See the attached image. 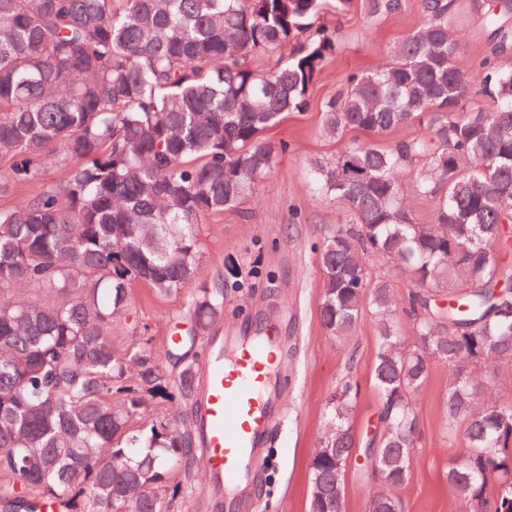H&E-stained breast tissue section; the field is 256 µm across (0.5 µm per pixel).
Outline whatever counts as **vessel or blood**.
<instances>
[{"label": "vessel or blood", "mask_w": 512, "mask_h": 512, "mask_svg": "<svg viewBox=\"0 0 512 512\" xmlns=\"http://www.w3.org/2000/svg\"><path fill=\"white\" fill-rule=\"evenodd\" d=\"M277 344V337L264 335L231 344L217 336L210 344L197 436L226 512H232L233 493L277 423L269 401Z\"/></svg>", "instance_id": "b4317fda"}]
</instances>
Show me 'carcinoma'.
Returning a JSON list of instances; mask_svg holds the SVG:
<instances>
[{
    "label": "carcinoma",
    "instance_id": "carcinoma-1",
    "mask_svg": "<svg viewBox=\"0 0 512 512\" xmlns=\"http://www.w3.org/2000/svg\"><path fill=\"white\" fill-rule=\"evenodd\" d=\"M353 0H0V501L31 509L51 495L66 512H169V474L191 469L199 367L192 350L224 319V289L194 288L191 326L166 352L112 337L129 289L158 297L199 280L196 226L237 210L275 168L263 134L307 104L335 49L318 24ZM401 0H365L371 19ZM485 18L488 54L470 87L453 65L457 0H423L425 20L395 62L353 72L322 110L324 132L354 142L310 168L349 219L321 251L320 318L332 336L370 311L379 340L370 381L380 402V486L369 510L400 512L394 490L418 448L413 396L432 362L448 365L446 420L471 453L448 467L460 512H512V402L490 396L512 367V0H468ZM290 46L266 71L254 55ZM65 175L48 180L51 168ZM432 207L417 222L401 173ZM372 257L418 291L397 302ZM448 291V303L434 294ZM412 322L408 340L394 316ZM358 385L336 391L330 430L310 464L309 512H342L336 460L353 453ZM174 402L177 420L147 418Z\"/></svg>",
    "mask_w": 512,
    "mask_h": 512
}]
</instances>
